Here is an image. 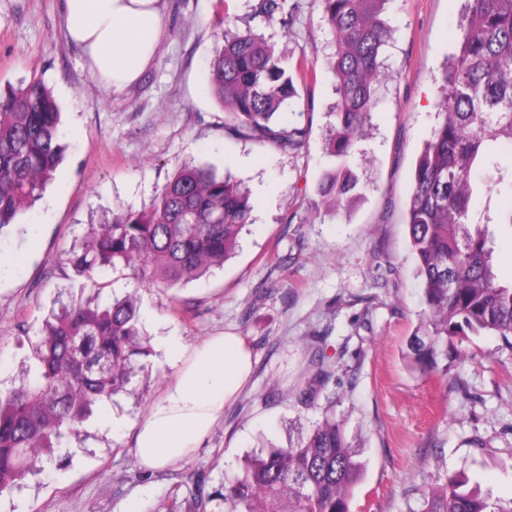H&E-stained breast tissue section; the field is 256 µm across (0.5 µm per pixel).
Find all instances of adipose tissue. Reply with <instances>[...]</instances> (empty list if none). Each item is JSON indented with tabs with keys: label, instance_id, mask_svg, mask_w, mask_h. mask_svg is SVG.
Returning <instances> with one entry per match:
<instances>
[{
	"label": "adipose tissue",
	"instance_id": "ef3b65f1",
	"mask_svg": "<svg viewBox=\"0 0 512 512\" xmlns=\"http://www.w3.org/2000/svg\"><path fill=\"white\" fill-rule=\"evenodd\" d=\"M68 39L85 67L108 88L136 83L156 57L162 31L161 0H62ZM174 379L135 434L141 467L155 470L194 458L252 371L243 337L221 333L199 345L163 343Z\"/></svg>",
	"mask_w": 512,
	"mask_h": 512
}]
</instances>
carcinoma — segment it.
Returning <instances> with one entry per match:
<instances>
[{
    "mask_svg": "<svg viewBox=\"0 0 512 512\" xmlns=\"http://www.w3.org/2000/svg\"><path fill=\"white\" fill-rule=\"evenodd\" d=\"M334 36L330 63L336 101L325 142L331 166L313 208L345 213L362 195L353 168L365 127L377 108L382 53L391 38L389 0H312ZM300 0H256L252 18L281 15L292 29ZM464 38L436 82L437 122L417 161L407 226L422 285L425 336L410 342L424 373L438 371L460 336L512 338V281L494 272L492 224L512 227V210L492 209L512 192V0H465ZM308 69L293 66L251 27L225 21L209 64L208 90L224 107V128L282 150L304 145L309 127L279 117L300 98ZM60 112L33 77L0 92V234L41 199L63 159ZM254 223L248 191L229 174L179 165L147 209L89 224L67 252V264L100 293L123 279L173 289L224 263L242 229ZM114 278H109V275ZM149 351L129 294L110 302L61 300L33 346L36 369L0 389V495L43 471L64 438L79 432L93 408L124 391ZM363 463L331 408L286 448L246 460L226 478L224 512H352ZM466 472L423 491L424 512H512L470 486Z\"/></svg>",
    "mask_w": 512,
    "mask_h": 512,
    "instance_id": "obj_1",
    "label": "carcinoma"
}]
</instances>
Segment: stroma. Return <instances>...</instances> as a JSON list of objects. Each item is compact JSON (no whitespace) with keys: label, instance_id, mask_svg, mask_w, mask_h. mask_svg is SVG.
<instances>
[{"label":"stroma","instance_id":"1","mask_svg":"<svg viewBox=\"0 0 512 512\" xmlns=\"http://www.w3.org/2000/svg\"><path fill=\"white\" fill-rule=\"evenodd\" d=\"M254 0H163V31L140 80L115 92L85 68L65 35L61 0H0V90L39 77L58 103L65 158L43 197L0 237V253L28 257L0 291V387L34 364L31 343L57 299L90 297L65 262L87 225L148 208L176 165L211 164L251 191L254 224L233 255L176 292L134 294L153 354L127 393L104 404L80 437L65 440L45 472L0 496V512H171L197 480L224 512V481L247 456L321 419L326 402L359 450L354 512H422L423 490L463 471L483 492L512 501V346L491 333L456 342L440 372L420 374L410 341L424 305L405 211L411 177L436 123V79L460 37L463 0H389L388 76L363 147L364 196L350 213L310 216L335 100L333 36L305 8L292 31L252 18ZM263 33L286 60H308L314 80L284 115L308 125L297 150L245 141L224 128L208 92V63L222 44L217 15ZM44 234L31 242L29 225ZM192 312L182 320L173 303ZM242 336L253 371L194 459L153 472L135 456L139 422L173 370L161 340L198 344ZM333 377L305 405L318 367Z\"/></svg>","mask_w":512,"mask_h":512}]
</instances>
